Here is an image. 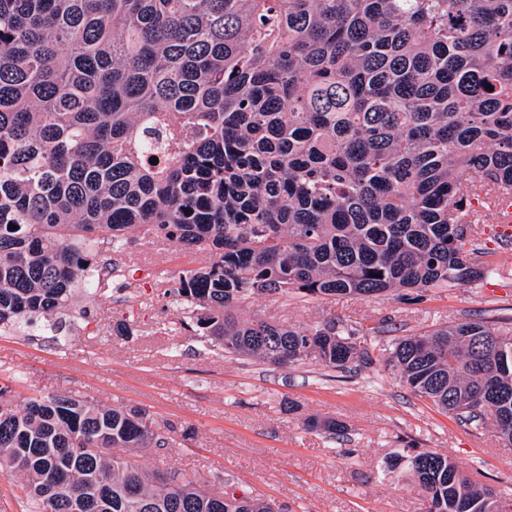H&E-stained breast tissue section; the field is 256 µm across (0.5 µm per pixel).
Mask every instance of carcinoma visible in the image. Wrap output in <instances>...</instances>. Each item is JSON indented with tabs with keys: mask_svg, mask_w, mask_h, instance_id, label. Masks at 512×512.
Returning <instances> with one entry per match:
<instances>
[{
	"mask_svg": "<svg viewBox=\"0 0 512 512\" xmlns=\"http://www.w3.org/2000/svg\"><path fill=\"white\" fill-rule=\"evenodd\" d=\"M510 190L512 0H0V329L62 332L101 250L156 235L206 253L173 294L208 346L344 371L372 361L358 332L231 309L486 281L471 203ZM387 361L512 445L496 328L451 322ZM173 433L140 407L29 396L0 409V471L32 512H274L144 469ZM411 468L429 512H503L446 456Z\"/></svg>",
	"mask_w": 512,
	"mask_h": 512,
	"instance_id": "1",
	"label": "carcinoma"
}]
</instances>
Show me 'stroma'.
Returning a JSON list of instances; mask_svg holds the SVG:
<instances>
[{"label": "stroma", "instance_id": "1", "mask_svg": "<svg viewBox=\"0 0 512 512\" xmlns=\"http://www.w3.org/2000/svg\"><path fill=\"white\" fill-rule=\"evenodd\" d=\"M497 273L486 282L434 288L417 300L379 297H260L238 318L293 327L334 323L365 334L374 362L332 371L316 364L274 368L208 350L181 328L172 290L203 253L163 238L139 239L108 258L119 275L55 342L42 327L0 331V386L11 409L26 396L71 394L107 407L140 406L179 432L174 447L142 452L148 470L180 471L226 494L260 497L284 512H425V497L395 456H449L472 480L512 499V447L492 422L466 425L403 385L385 359L399 338L451 321L483 320L512 338V239L492 223L472 241ZM345 426L332 437L309 419Z\"/></svg>", "mask_w": 512, "mask_h": 512}]
</instances>
